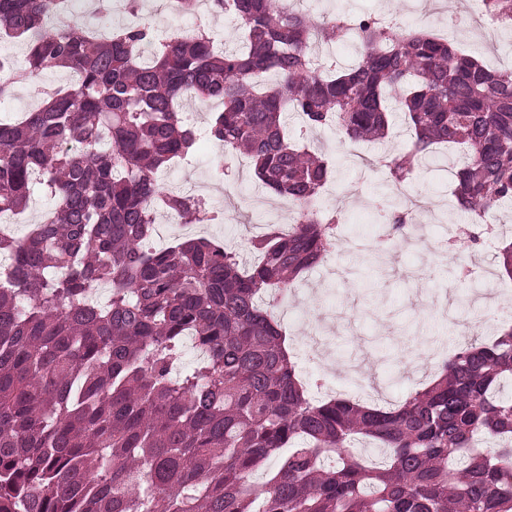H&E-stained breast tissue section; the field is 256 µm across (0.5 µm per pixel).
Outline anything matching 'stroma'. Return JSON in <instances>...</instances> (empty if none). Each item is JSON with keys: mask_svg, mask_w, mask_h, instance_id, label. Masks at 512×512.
Here are the masks:
<instances>
[{"mask_svg": "<svg viewBox=\"0 0 512 512\" xmlns=\"http://www.w3.org/2000/svg\"><path fill=\"white\" fill-rule=\"evenodd\" d=\"M299 7L318 19L338 10L352 16L371 13L430 31L446 26L457 10H468L470 0H301ZM141 15L164 35L175 28L207 30L219 46L233 45L239 33L238 24L207 4L194 14L175 17L165 0H144ZM453 38L461 50L488 66L512 68V29L499 30L493 51L471 30H457ZM69 84L63 71L41 76L18 86L11 99L0 103V110L28 111L40 103L44 90ZM340 139L335 128L326 127L310 133L306 142L335 161L338 175L326 185L319 207L344 214L343 246L297 277L298 304L283 323L298 374L308 382H326L320 398H351L362 386L380 401L396 403L439 373L438 361L418 354L421 343L442 336L449 347L460 344L456 324L424 303L422 296L447 284L448 298L456 303L455 316H465L457 301L479 284L445 277L433 249L453 236L466 217L454 196L453 175L440 158L428 159L406 185L423 204L417 228L407 229L390 252H380L376 237L385 214L393 210V186L379 164L361 162L354 156V146L341 144ZM219 151L215 143L202 142L197 155L165 169L159 181L163 189L203 196L220 212L221 223L206 225L205 236L235 249L247 265L254 260L247 241L261 234L270 213H278L286 224L295 211L261 187L247 157L232 160L229 175L216 181L211 160Z\"/></svg>", "mask_w": 512, "mask_h": 512, "instance_id": "35a3bbf8", "label": "stroma"}]
</instances>
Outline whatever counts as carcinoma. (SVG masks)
I'll list each match as a JSON object with an SVG mask.
<instances>
[{"mask_svg": "<svg viewBox=\"0 0 512 512\" xmlns=\"http://www.w3.org/2000/svg\"><path fill=\"white\" fill-rule=\"evenodd\" d=\"M74 2L0 0V38L27 48L22 67L0 56V102L49 70L79 79L0 119V213L28 208L35 176L56 201L26 236L0 233V512H512V328L384 409L310 397L263 301L339 246L341 215L317 206L333 169L287 135L290 118L372 142L400 113L411 143L385 158L392 182L456 145V199L482 220L512 203V71L362 15L358 65L317 72L311 44L345 39L346 17L281 0H213L238 18L233 50L147 20L76 32ZM192 96L221 101L208 136L224 155L299 206L287 234L251 240L254 266L210 238L148 246L159 207L219 219L158 180L196 150L179 115ZM407 222L392 214L393 244ZM188 336L204 356L175 376Z\"/></svg>", "mask_w": 512, "mask_h": 512, "instance_id": "carcinoma-1", "label": "carcinoma"}]
</instances>
